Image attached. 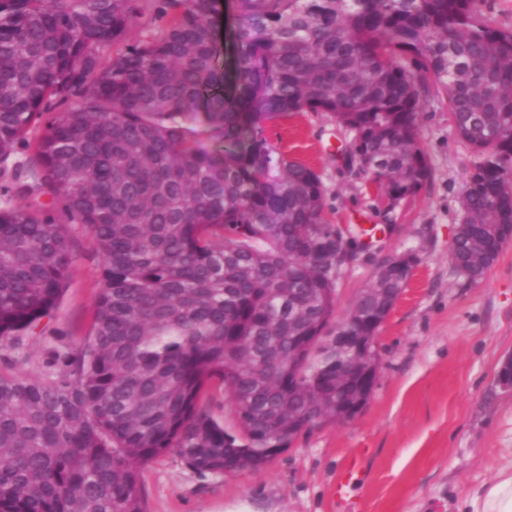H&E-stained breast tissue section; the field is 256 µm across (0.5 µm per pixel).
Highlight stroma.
<instances>
[{
  "mask_svg": "<svg viewBox=\"0 0 512 512\" xmlns=\"http://www.w3.org/2000/svg\"><path fill=\"white\" fill-rule=\"evenodd\" d=\"M447 91L430 83L416 137L430 175L387 209L370 176L347 157L352 135L324 112L263 124L267 142L312 168L328 223L358 255L338 285L337 315L395 253L418 262L377 339L380 375L354 419L305 431L264 469L201 473L176 451L142 469L146 512H470V501L512 466V391L497 373L512 355V242L477 282L450 253L476 161L454 133ZM75 262L57 306L34 331L0 344V372L45 379L57 355L91 332L102 258L83 225L68 227ZM358 480L337 488L350 467Z\"/></svg>",
  "mask_w": 512,
  "mask_h": 512,
  "instance_id": "1",
  "label": "stroma"
}]
</instances>
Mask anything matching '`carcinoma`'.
I'll list each match as a JSON object with an SVG mask.
<instances>
[{"mask_svg":"<svg viewBox=\"0 0 512 512\" xmlns=\"http://www.w3.org/2000/svg\"><path fill=\"white\" fill-rule=\"evenodd\" d=\"M146 2L0 0V341L55 307L74 261L68 226L15 199L63 203L103 260L91 335L63 371L0 374V512H145L141 470L162 453L259 469L290 445L288 415L318 417L314 394L348 398L334 377L350 357L320 338L343 278L323 184L265 121L330 114L402 199L430 173L415 128L434 77L478 158L452 265L481 279L512 224V30L476 0H235L228 91L217 0H163L167 25L130 43ZM202 107L218 152L189 137ZM47 114L35 156L8 168ZM353 306L372 335L376 304ZM216 379L237 435L201 405Z\"/></svg>","mask_w":512,"mask_h":512,"instance_id":"obj_1","label":"carcinoma"}]
</instances>
